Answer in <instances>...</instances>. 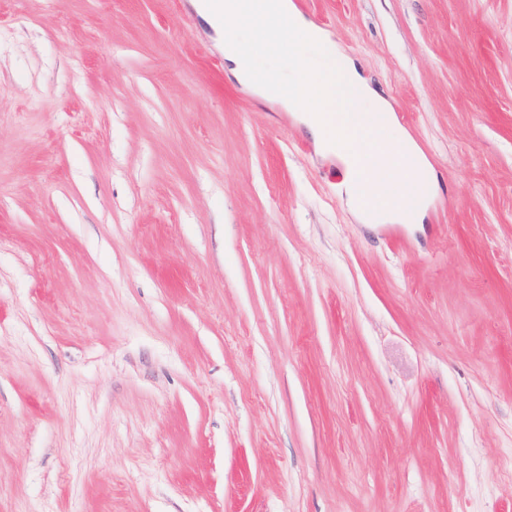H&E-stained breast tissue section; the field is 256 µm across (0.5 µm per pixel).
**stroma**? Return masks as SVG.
<instances>
[{
	"label": "stroma",
	"instance_id": "35a3bbf8",
	"mask_svg": "<svg viewBox=\"0 0 512 512\" xmlns=\"http://www.w3.org/2000/svg\"><path fill=\"white\" fill-rule=\"evenodd\" d=\"M425 153L389 231L192 0H0V512H512V0H306Z\"/></svg>",
	"mask_w": 512,
	"mask_h": 512
}]
</instances>
